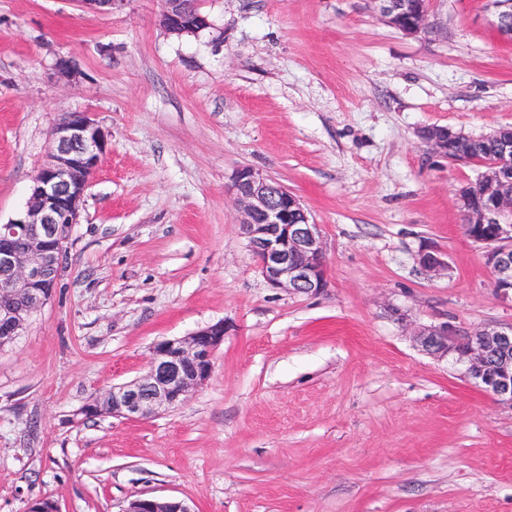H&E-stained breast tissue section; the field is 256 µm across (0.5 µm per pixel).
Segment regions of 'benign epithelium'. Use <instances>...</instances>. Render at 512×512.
<instances>
[{
	"instance_id": "7a95c632",
	"label": "benign epithelium",
	"mask_w": 512,
	"mask_h": 512,
	"mask_svg": "<svg viewBox=\"0 0 512 512\" xmlns=\"http://www.w3.org/2000/svg\"><path fill=\"white\" fill-rule=\"evenodd\" d=\"M85 8L112 13L127 0H78ZM422 0H372L380 19L406 35L424 28ZM160 16L170 34H197L210 28L199 0H164ZM490 24L512 41V0H487ZM420 139L446 156L453 131L427 126ZM48 161L34 174L26 207L0 224V342L8 343L27 328L50 300L66 268L69 244L91 180L108 151L106 132L90 112H66L50 134ZM496 178L512 182V137L498 146ZM231 191L240 212V229L266 283L275 289L317 294L327 287V263L319 225L310 221L300 199L284 185L249 167L238 169ZM490 232L471 240L484 248L498 297L512 303V198L486 190L473 214ZM420 270L429 277L448 273V256L423 245ZM229 325L222 321L152 347L146 373L89 397L81 413L143 419L182 405L210 378L217 349ZM429 354L453 356L467 376L500 404L512 408V325H489L469 332L448 321L414 331ZM123 512H193L183 500L139 498Z\"/></svg>"
}]
</instances>
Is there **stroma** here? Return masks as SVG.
I'll use <instances>...</instances> for the list:
<instances>
[{"mask_svg":"<svg viewBox=\"0 0 512 512\" xmlns=\"http://www.w3.org/2000/svg\"><path fill=\"white\" fill-rule=\"evenodd\" d=\"M177 37L163 0L100 14L0 0V223L23 210L66 112L109 132L68 267L0 349V512H512V409L412 326L512 323L459 190L481 172L418 129L512 126V44L485 0H430L407 36L370 0H201ZM72 59L73 81L56 63ZM272 177L318 224L328 284L270 288L231 194ZM432 244L449 274L416 255ZM224 321L208 382L147 419L86 417L153 345ZM165 7L160 16L162 27L170 34H198L210 28L208 15L202 11L197 0H164ZM420 139L436 154L446 157L453 131L444 126H427L419 131ZM417 264L420 270L429 277L448 274L450 270L448 256L431 245L420 247L417 253ZM123 512H193L183 500L139 498L132 501Z\"/></svg>","mask_w":512,"mask_h":512,"instance_id":"stroma-1","label":"stroma"}]
</instances>
